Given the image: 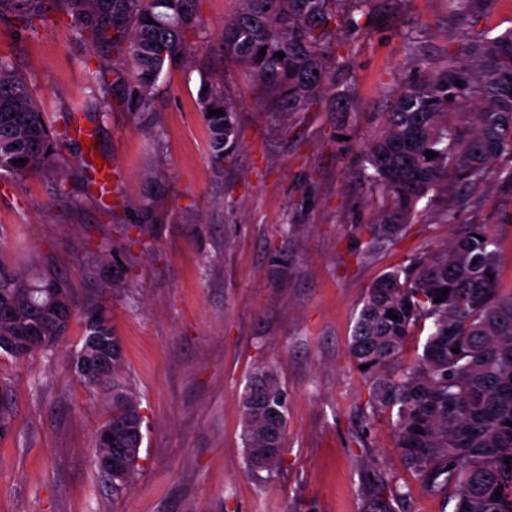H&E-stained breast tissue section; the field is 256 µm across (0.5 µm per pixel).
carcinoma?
I'll return each instance as SVG.
<instances>
[{
  "label": "carcinoma",
  "instance_id": "obj_1",
  "mask_svg": "<svg viewBox=\"0 0 512 512\" xmlns=\"http://www.w3.org/2000/svg\"><path fill=\"white\" fill-rule=\"evenodd\" d=\"M198 0H0V17L11 16L17 34L34 38L51 17L67 19L72 40L88 45L97 64L86 70L90 102L102 114L111 100L124 110L154 111L159 80L188 61L193 39L203 29ZM370 0H240L224 20L221 39L227 55L250 73L259 101L285 118L320 107L336 77V28L352 12L366 13ZM496 0H450L462 25L459 47L438 71L409 82L387 113L383 134L373 140L360 177L384 198L383 212L370 225V245L398 239L415 222L429 194H452L484 179L490 166L512 155V29L488 37L475 31ZM154 23H148V20ZM264 57H259L261 49ZM282 52L279 59L275 53ZM318 74H313V71ZM208 90H203V87ZM470 107L469 126L448 124V110ZM195 109L208 130L213 158L238 140L236 105L208 75L199 77ZM211 109L225 115L208 116ZM51 123L34 94L0 55V171L12 177L33 171L59 175L66 185L69 162L59 142L72 140L73 112ZM437 156L427 158L426 152ZM22 158L24 164L16 163ZM92 166L81 176L84 202L112 211L96 183ZM453 227L448 245L385 274L369 289L350 338L356 365L372 384L370 407L396 414L397 448L405 469L434 495L449 496L453 512H512V289L498 288V244L486 224ZM446 300L435 302L443 289ZM13 302L16 315L0 313V336L23 326L39 327L53 299L75 303L68 281L45 269L28 278L0 262V299ZM398 319H391V315ZM430 321L421 356L401 363L407 336ZM95 338L112 348V376L81 380L110 395L109 417H124L143 432L140 403L124 376L119 338L106 312L84 324L83 344ZM459 352H453V349ZM244 458L255 473L273 471L282 461L288 396L278 371L261 366L241 396ZM501 495L496 496L494 492ZM409 492L400 477L373 470L365 475L361 512H398Z\"/></svg>",
  "mask_w": 512,
  "mask_h": 512
}]
</instances>
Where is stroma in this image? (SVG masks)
I'll use <instances>...</instances> for the list:
<instances>
[{
    "label": "stroma",
    "instance_id": "1",
    "mask_svg": "<svg viewBox=\"0 0 512 512\" xmlns=\"http://www.w3.org/2000/svg\"><path fill=\"white\" fill-rule=\"evenodd\" d=\"M239 0H199L205 28L189 64L160 83L155 112L82 113L94 152L120 175L111 211L82 205L71 174L64 192L34 172L0 182V259L32 276L67 278L79 308L103 307L145 417L140 471L113 495L94 463L109 416L102 391L70 361L84 325L73 318L50 351L0 355V387L13 421L0 433V512H359L364 473H399L409 512H453L401 464L394 416L371 411L370 382L350 337L370 287L410 260L443 249L442 218L489 225L501 250V288L512 287V189L502 157L484 181L434 200L395 243L367 250L366 224L381 197L359 178L401 89L443 64L457 34L448 0H372L367 15L336 30L332 95L317 112L283 120L260 104L244 67L220 38ZM0 53L49 118L85 97L89 48L56 19L38 37L0 19ZM234 101L240 137L222 165L195 110L199 73ZM291 133H284V126ZM156 195L159 219L139 225ZM123 248V262L106 252ZM275 366L288 394L282 466L246 470L240 395L258 367Z\"/></svg>",
    "mask_w": 512,
    "mask_h": 512
}]
</instances>
